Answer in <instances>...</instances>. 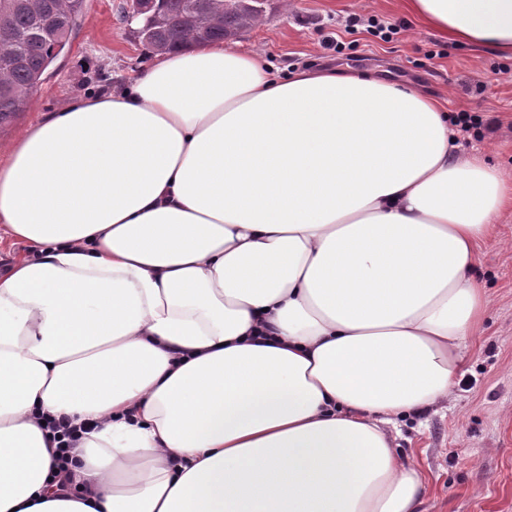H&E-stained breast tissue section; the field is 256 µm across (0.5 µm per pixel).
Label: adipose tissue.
Returning <instances> with one entry per match:
<instances>
[{"mask_svg":"<svg viewBox=\"0 0 512 512\" xmlns=\"http://www.w3.org/2000/svg\"><path fill=\"white\" fill-rule=\"evenodd\" d=\"M512 55V0H406ZM373 75L213 42L0 161V512H419L391 428L449 398L512 181ZM78 431L60 459L47 422ZM0 273H5L13 264L29 256L28 246L2 231L0 232Z\"/></svg>","mask_w":512,"mask_h":512,"instance_id":"1","label":"adipose tissue"}]
</instances>
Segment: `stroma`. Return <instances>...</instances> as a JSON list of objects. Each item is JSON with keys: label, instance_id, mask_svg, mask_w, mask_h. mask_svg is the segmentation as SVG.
Listing matches in <instances>:
<instances>
[{"label": "stroma", "instance_id": "stroma-1", "mask_svg": "<svg viewBox=\"0 0 512 512\" xmlns=\"http://www.w3.org/2000/svg\"><path fill=\"white\" fill-rule=\"evenodd\" d=\"M124 3L86 0L69 50L21 112L0 124V159L42 114L119 87L152 65L155 50L121 19ZM358 15L404 29L385 42L349 26ZM229 45L263 55L284 76L299 67L372 71L439 99L449 116L465 111L493 122V131L458 145L457 154L481 156L512 176V60L448 43L409 15L402 0H266L261 18ZM474 275L486 290V315L452 396L399 423V450L426 481L421 512H512L511 210L481 244Z\"/></svg>", "mask_w": 512, "mask_h": 512}]
</instances>
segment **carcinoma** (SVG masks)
Wrapping results in <instances>:
<instances>
[{
    "label": "carcinoma",
    "mask_w": 512,
    "mask_h": 512,
    "mask_svg": "<svg viewBox=\"0 0 512 512\" xmlns=\"http://www.w3.org/2000/svg\"><path fill=\"white\" fill-rule=\"evenodd\" d=\"M259 0H127L123 18L160 52L224 40L262 16ZM85 0H0V124L20 111L79 27Z\"/></svg>",
    "instance_id": "cac0c4a2"
}]
</instances>
